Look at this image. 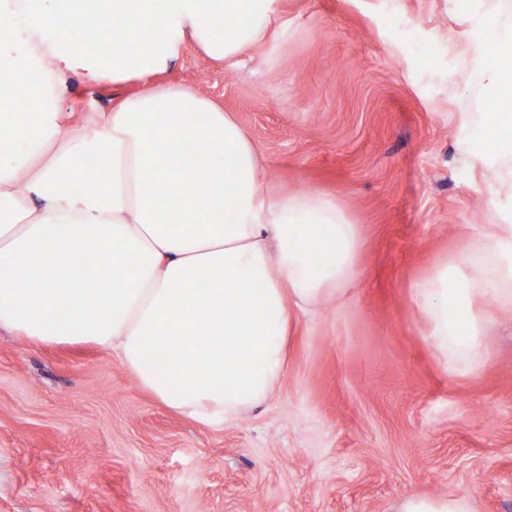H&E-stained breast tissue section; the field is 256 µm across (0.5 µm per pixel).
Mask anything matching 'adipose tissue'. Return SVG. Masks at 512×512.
<instances>
[{
	"instance_id": "adipose-tissue-1",
	"label": "adipose tissue",
	"mask_w": 512,
	"mask_h": 512,
	"mask_svg": "<svg viewBox=\"0 0 512 512\" xmlns=\"http://www.w3.org/2000/svg\"><path fill=\"white\" fill-rule=\"evenodd\" d=\"M274 2L0 0V329L112 350L159 402L204 425L275 390L301 316L342 302L359 277L362 225L334 197L265 184L246 129L184 85L144 83L80 125L37 94L81 73L124 83L166 72L188 42L216 63L248 55ZM469 22L489 85L512 96V27L489 40L494 11L472 9ZM87 27L112 32L108 59ZM461 126L485 132L489 202L512 197V113L465 112ZM95 156L109 164L91 176ZM470 231L410 289L451 378L487 366L492 312L512 313V209Z\"/></svg>"
}]
</instances>
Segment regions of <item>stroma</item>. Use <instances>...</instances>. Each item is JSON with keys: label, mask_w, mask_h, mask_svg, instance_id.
I'll list each match as a JSON object with an SVG mask.
<instances>
[{"label": "stroma", "mask_w": 512, "mask_h": 512, "mask_svg": "<svg viewBox=\"0 0 512 512\" xmlns=\"http://www.w3.org/2000/svg\"><path fill=\"white\" fill-rule=\"evenodd\" d=\"M268 40L168 81L220 102L282 191L337 197L365 227L350 299L302 319L272 397L204 426L110 351L0 331V512H392L409 494L512 512V324L491 365L448 378L410 304L466 225L499 223L459 121L489 90L466 0H276ZM138 82L60 94L109 108Z\"/></svg>", "instance_id": "obj_1"}]
</instances>
